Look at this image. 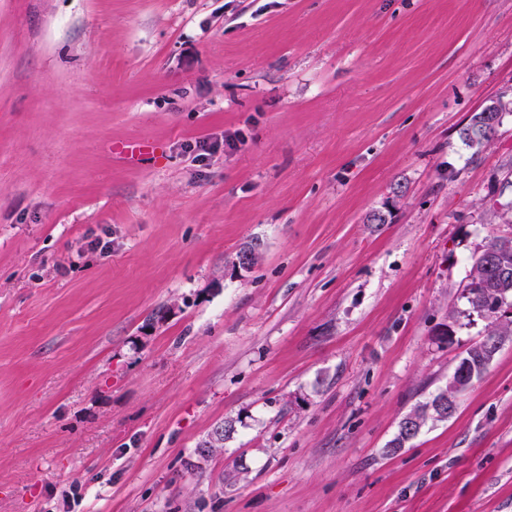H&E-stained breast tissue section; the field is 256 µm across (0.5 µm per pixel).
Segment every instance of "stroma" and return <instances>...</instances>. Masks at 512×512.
Returning a JSON list of instances; mask_svg holds the SVG:
<instances>
[{
    "instance_id": "stroma-1",
    "label": "stroma",
    "mask_w": 512,
    "mask_h": 512,
    "mask_svg": "<svg viewBox=\"0 0 512 512\" xmlns=\"http://www.w3.org/2000/svg\"><path fill=\"white\" fill-rule=\"evenodd\" d=\"M505 92L512 0H0V512H512V336L390 446ZM486 112H476L470 118V122L460 131L462 142L470 149H474L475 145L482 148L491 144L495 137V130L492 125L498 126V119L501 114L495 112H487L489 123L483 117Z\"/></svg>"
}]
</instances>
